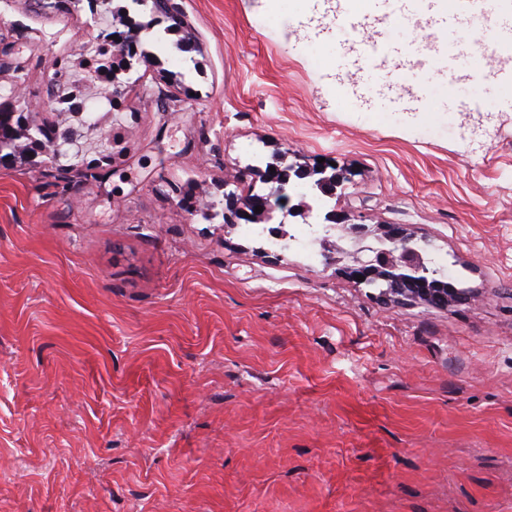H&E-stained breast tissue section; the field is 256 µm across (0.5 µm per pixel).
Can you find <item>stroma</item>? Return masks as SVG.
<instances>
[{
    "label": "stroma",
    "mask_w": 512,
    "mask_h": 512,
    "mask_svg": "<svg viewBox=\"0 0 512 512\" xmlns=\"http://www.w3.org/2000/svg\"><path fill=\"white\" fill-rule=\"evenodd\" d=\"M0 0V105L70 128L0 167V512H512V63L325 70L310 0ZM156 54L82 115L49 101L120 7ZM192 39L194 51L182 48ZM421 83L425 110L380 109ZM349 171L353 222L427 238L447 307L382 298L346 254L212 215L254 156Z\"/></svg>",
    "instance_id": "35a3bbf8"
}]
</instances>
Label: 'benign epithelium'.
<instances>
[{
	"instance_id": "1",
	"label": "benign epithelium",
	"mask_w": 512,
	"mask_h": 512,
	"mask_svg": "<svg viewBox=\"0 0 512 512\" xmlns=\"http://www.w3.org/2000/svg\"><path fill=\"white\" fill-rule=\"evenodd\" d=\"M155 8L173 22V29L185 27L183 17L175 12L169 0H155ZM117 39L112 41L115 54L123 60V69L112 72V81L119 82L118 75L131 70L133 64L151 67L156 60L151 57H140L136 46V38L126 39V34L115 33ZM32 126L29 114L23 110L0 109V164H12L16 160L13 145L16 137ZM263 183L268 185L267 191L261 196L238 197L233 193L224 194V223L226 224H261L271 219L274 211L281 212L278 227L268 229V234L275 240L287 237L283 226L290 219L300 217L316 226L314 234L317 240L326 245L336 229L350 224L349 237L356 246L354 265L349 273L356 277H364L363 284L379 288L382 293L419 300L430 306H448V295L436 293L429 288L431 270L426 258L428 242L405 231L400 226H386L383 234L375 237L380 247L373 248L363 245L371 236V231L364 224L349 223V216L334 209H326L327 203L336 198L339 188L350 180V173L336 167L330 169L319 166L315 169L306 168L297 163L285 164V156L275 153L266 162L262 173ZM301 187L302 197L310 201L300 205H291V197L286 194L290 187ZM260 212H255V207Z\"/></svg>"
}]
</instances>
